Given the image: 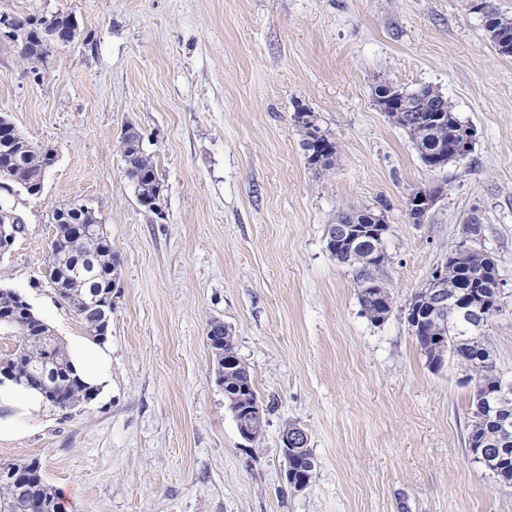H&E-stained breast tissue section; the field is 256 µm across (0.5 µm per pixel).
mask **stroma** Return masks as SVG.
Listing matches in <instances>:
<instances>
[{
    "label": "stroma",
    "instance_id": "stroma-1",
    "mask_svg": "<svg viewBox=\"0 0 512 512\" xmlns=\"http://www.w3.org/2000/svg\"><path fill=\"white\" fill-rule=\"evenodd\" d=\"M482 0H0L73 15L80 28L32 69L0 33V113L55 155L40 197L0 191L23 224L0 288L56 336L84 335L45 277L66 202L93 209L118 261L106 344L112 388L0 439V464L38 460L67 512H512V485L468 447L472 386L431 370L406 308L463 238L503 284L483 328L512 377V56L486 35ZM438 88L474 149L428 171L375 101L377 85ZM319 114L336 164L315 174L293 122ZM133 127L162 192L141 206L117 148ZM442 195L424 223L416 189ZM383 211L385 321L362 313L351 266L326 247L348 207ZM229 327L265 411L244 440L206 337ZM305 429L310 486L285 477L281 432ZM441 192L430 189H419L409 195L407 211L410 219L416 223H422L431 209L435 206Z\"/></svg>",
    "mask_w": 512,
    "mask_h": 512
}]
</instances>
